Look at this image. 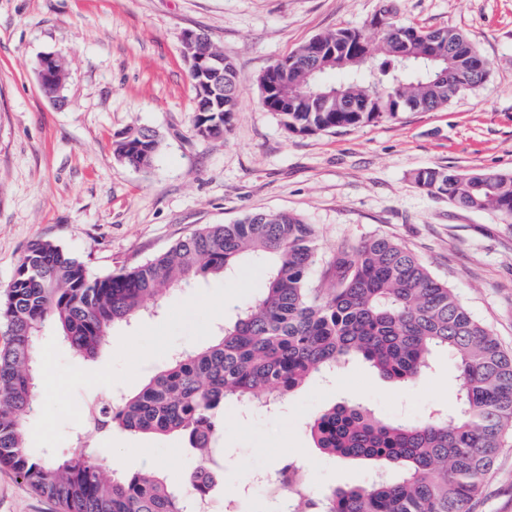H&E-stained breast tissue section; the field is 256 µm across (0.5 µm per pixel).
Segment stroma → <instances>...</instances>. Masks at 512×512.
Wrapping results in <instances>:
<instances>
[{"instance_id":"obj_1","label":"stroma","mask_w":512,"mask_h":512,"mask_svg":"<svg viewBox=\"0 0 512 512\" xmlns=\"http://www.w3.org/2000/svg\"><path fill=\"white\" fill-rule=\"evenodd\" d=\"M385 4L400 23L466 35L488 62L484 85L439 111L309 135L290 133L262 107L259 77L317 35L364 30L372 57L381 59L370 21ZM188 32L220 46L239 76L238 108L218 138L195 132L182 44ZM49 54L66 68L57 100L38 79ZM134 125L163 137L146 171L113 154L115 135ZM426 167L512 173V0H0V300L37 240L59 244L104 275L146 262L198 227L287 210L317 227L311 285L321 283L338 246L393 238L512 353V225L420 190L412 176ZM238 276L237 288L208 276L171 292L157 314L115 327L92 362L46 326L35 347L40 402L26 421L31 452L62 458L83 448L107 464L118 452L121 473L155 469L186 486L198 460L179 437L104 435L89 427L85 412L137 392L170 354L207 343L265 285L258 265L242 266ZM91 372L104 373L107 386L88 380ZM346 399L388 422H419L436 410L450 416L455 365L438 354L405 385L355 360L332 377L310 378L275 411L226 403L213 442V512H224L228 499L239 512H277L251 482L285 459L305 470L316 496L395 477L391 467L315 448L309 422ZM0 512L63 510L0 466ZM471 512H512V438Z\"/></svg>"}]
</instances>
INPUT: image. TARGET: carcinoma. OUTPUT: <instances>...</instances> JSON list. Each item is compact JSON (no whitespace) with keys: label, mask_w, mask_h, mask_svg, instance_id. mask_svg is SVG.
Returning a JSON list of instances; mask_svg holds the SVG:
<instances>
[{"label":"carcinoma","mask_w":512,"mask_h":512,"mask_svg":"<svg viewBox=\"0 0 512 512\" xmlns=\"http://www.w3.org/2000/svg\"><path fill=\"white\" fill-rule=\"evenodd\" d=\"M379 38L385 60L375 70L367 69L370 51L360 29H338L298 46L269 67L280 97L273 105L261 98L263 107L278 113L288 131L307 135L400 112L436 111L487 77L476 47L454 29L390 18ZM317 63L323 69L316 81L309 70ZM238 99L237 72L226 57L223 109L197 120L198 135L227 130ZM113 145L119 159L147 169L161 139L132 126ZM413 181L457 208L493 211L512 224V174L423 168ZM317 253L315 226L289 211L206 225L141 265L103 276L53 242L30 244L0 303V322L10 335V346L0 352V465L66 512H190L183 490L156 471L121 475L84 450L62 461L29 451L25 421L37 407L34 346L51 322L76 354L92 361L113 326L150 312L148 302L156 305L200 276L227 277L242 263L260 260L265 287L235 320L205 347L171 355L138 392L99 406L94 427L180 437L205 467L190 475L189 492L207 496L215 483L211 443L224 429V403L278 401L352 358L410 384L435 353L445 352L457 369L454 415L384 423L350 401L309 424L322 452L383 462L400 472L399 479L322 497L305 482L285 486L284 493L289 512H470L512 432V354L399 242L378 236L336 249L326 288L308 284Z\"/></svg>","instance_id":"obj_1"}]
</instances>
